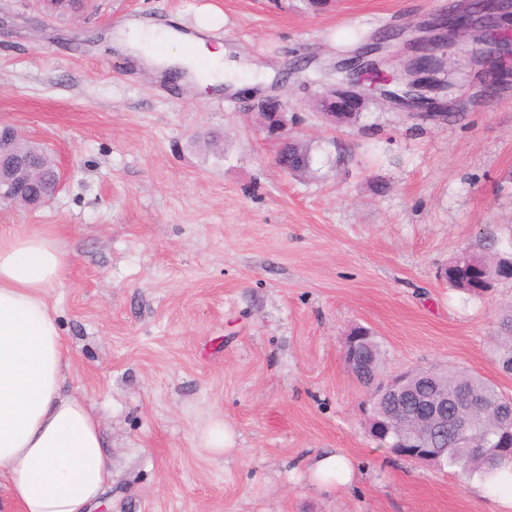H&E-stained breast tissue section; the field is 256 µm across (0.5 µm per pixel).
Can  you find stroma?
Listing matches in <instances>:
<instances>
[{
  "label": "stroma",
  "instance_id": "stroma-1",
  "mask_svg": "<svg viewBox=\"0 0 512 512\" xmlns=\"http://www.w3.org/2000/svg\"><path fill=\"white\" fill-rule=\"evenodd\" d=\"M449 2L88 0L49 16L41 0H0V122L63 173L44 206L0 207V225L57 229L67 268L48 298L101 420L107 512H498L374 440L343 344L363 325L386 372L455 366L512 396L493 341L512 281L471 298L439 276L464 250L512 253V85L485 94L471 71L447 96L455 122L377 96L331 128L311 106L353 32ZM213 13L210 40L270 82L173 85L111 43L120 26L192 31ZM252 95L296 115L314 175L275 165ZM218 420L234 440L221 458L202 441ZM326 451L356 463L352 486L311 484L307 463Z\"/></svg>",
  "mask_w": 512,
  "mask_h": 512
}]
</instances>
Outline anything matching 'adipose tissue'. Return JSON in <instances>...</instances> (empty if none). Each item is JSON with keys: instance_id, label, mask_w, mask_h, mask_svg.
<instances>
[{"instance_id": "obj_1", "label": "adipose tissue", "mask_w": 512, "mask_h": 512, "mask_svg": "<svg viewBox=\"0 0 512 512\" xmlns=\"http://www.w3.org/2000/svg\"><path fill=\"white\" fill-rule=\"evenodd\" d=\"M166 54L148 49L143 27H125L116 46L156 74L180 67L195 82L241 90L237 73L247 63L225 64L223 43L160 29ZM194 54H185L183 44ZM210 62L207 73L197 58ZM67 263L53 231L0 226V512H92L110 477L101 425L87 398L70 386L68 351L48 291ZM321 487L355 479L339 454L317 457L309 467Z\"/></svg>"}]
</instances>
